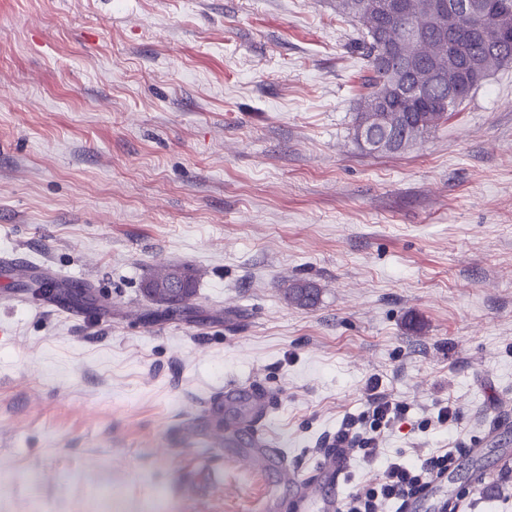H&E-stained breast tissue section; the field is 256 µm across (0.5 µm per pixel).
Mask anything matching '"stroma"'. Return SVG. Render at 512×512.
I'll use <instances>...</instances> for the list:
<instances>
[{
    "instance_id": "35a3bbf8",
    "label": "stroma",
    "mask_w": 512,
    "mask_h": 512,
    "mask_svg": "<svg viewBox=\"0 0 512 512\" xmlns=\"http://www.w3.org/2000/svg\"><path fill=\"white\" fill-rule=\"evenodd\" d=\"M357 36L335 0H0V252L102 304L0 270V512H291L218 431L225 384L307 469L372 377L409 405L380 461L459 449L449 512H512V67L369 155ZM168 266L199 283L161 317ZM445 401L460 428H426ZM174 272H179L180 277H182L180 285L172 289L154 288L168 284ZM143 291L151 300L159 303H161L163 293L167 292V306H164L165 313L181 312L187 308L197 294L196 277L189 268H163L144 283ZM283 295L290 304L311 308L318 303L320 290L310 282L299 280L284 288Z\"/></svg>"
}]
</instances>
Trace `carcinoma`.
<instances>
[{"mask_svg": "<svg viewBox=\"0 0 512 512\" xmlns=\"http://www.w3.org/2000/svg\"><path fill=\"white\" fill-rule=\"evenodd\" d=\"M389 0H336V13L353 18L358 24L356 48L371 71L367 92L361 97L354 119V139L369 153L403 150L422 139L448 120L451 112L481 86L493 71L512 65V43L493 47L479 38L463 42L455 54L432 32L441 21L431 14L430 0H403L404 8L388 13ZM425 32L411 39L406 29ZM424 66L438 73V79L423 87L428 96L448 97L449 83L461 91L441 109L400 112L396 108L399 92L417 85L412 67ZM144 293L153 301L168 293L164 311L168 314L187 308L197 294L196 277L188 268H163L144 283ZM288 303L311 308L319 301L320 290L307 281H295L283 290Z\"/></svg>", "mask_w": 512, "mask_h": 512, "instance_id": "obj_1", "label": "carcinoma"}]
</instances>
